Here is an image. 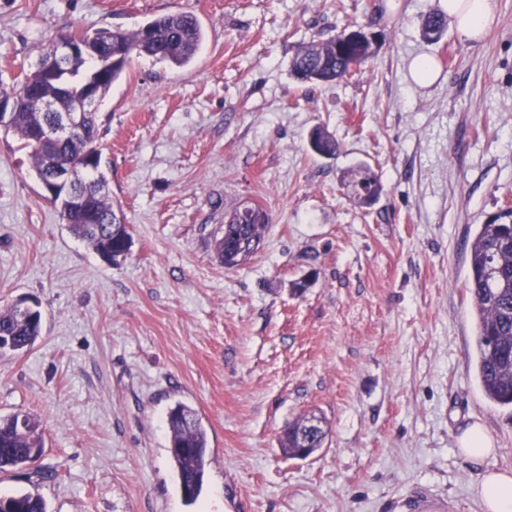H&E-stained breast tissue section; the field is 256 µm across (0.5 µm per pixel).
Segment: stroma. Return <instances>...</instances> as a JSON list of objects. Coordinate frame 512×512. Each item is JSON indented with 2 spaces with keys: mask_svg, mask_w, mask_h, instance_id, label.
I'll return each mask as SVG.
<instances>
[{
  "mask_svg": "<svg viewBox=\"0 0 512 512\" xmlns=\"http://www.w3.org/2000/svg\"><path fill=\"white\" fill-rule=\"evenodd\" d=\"M439 0H0V89L61 28L132 30L190 12L191 65L140 56L99 112L102 168L132 244L110 263L42 197L28 151L0 132V311L39 303L42 332L0 353V417L30 415L44 452L0 472V496L47 512H483L480 472L512 470V408L474 367L467 251L512 210V0L481 40L421 21ZM370 25L354 76L296 80L297 49ZM432 58L431 84L411 76ZM324 128L336 157L315 154ZM379 175L361 203L352 172ZM272 216L227 268L213 239L242 203ZM194 407L204 488L185 505L167 412ZM328 437L304 459L280 437L305 414ZM481 424L495 451L461 458ZM0 512H47L44 500L31 493L0 497Z\"/></svg>",
  "mask_w": 512,
  "mask_h": 512,
  "instance_id": "35a3bbf8",
  "label": "stroma"
}]
</instances>
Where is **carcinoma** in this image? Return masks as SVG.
<instances>
[{
	"instance_id": "carcinoma-1",
	"label": "carcinoma",
	"mask_w": 512,
	"mask_h": 512,
	"mask_svg": "<svg viewBox=\"0 0 512 512\" xmlns=\"http://www.w3.org/2000/svg\"><path fill=\"white\" fill-rule=\"evenodd\" d=\"M446 20L439 13L429 14L423 22L424 38L440 39ZM103 51L112 55V69L99 79L97 89L105 98L126 72L134 56H149L158 62L181 68L195 59L204 39L197 18L191 13H178L154 18L133 30L107 28ZM373 43L366 38L342 41V34L313 41L302 46L291 60V72L302 82L330 83L360 68L372 55ZM83 71L70 79L71 88L56 86L38 70L25 73L10 93L21 98V106L13 113L9 131L17 137L21 148L29 150L39 182L50 174V166H77L86 146L80 138L35 143L37 132L52 119L53 113L37 108V101L53 96L61 108L70 111L73 95ZM312 150L324 157H334L339 150L336 140L325 130L315 129L310 136ZM88 190L80 209L60 211L70 231L86 241L100 254L116 255L129 249L132 242L128 225L116 215L108 181L95 165L85 172ZM359 199L377 200L382 191L378 175L361 166L353 181ZM224 234L214 239V250L228 268L247 260L261 244L270 217L257 207L245 224L239 223L238 212L229 217ZM466 288L472 302L476 327L475 367L484 398L500 407L512 406V211L499 214L489 224L479 225L468 255ZM42 316L27 315L16 306L0 312V352L20 354L28 351L40 336ZM315 417L294 420L280 439V447L288 457L302 449L312 455L323 447L327 431L314 428ZM169 454L178 478L181 495L188 505L199 499L209 447L208 435L196 410L177 402L167 413ZM43 437L39 423L27 415L0 419V470L23 467L39 459ZM0 512H47L44 500L30 493L0 497Z\"/></svg>"
}]
</instances>
